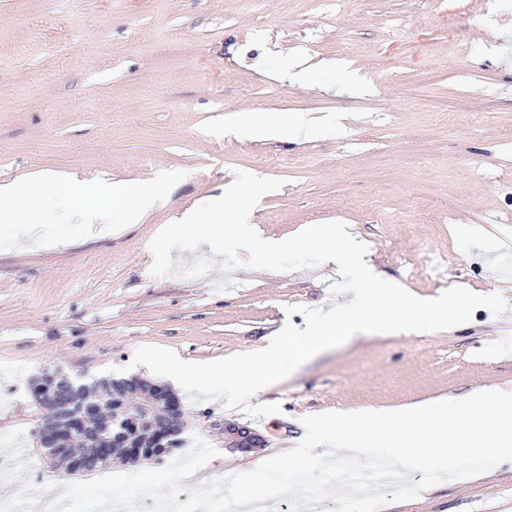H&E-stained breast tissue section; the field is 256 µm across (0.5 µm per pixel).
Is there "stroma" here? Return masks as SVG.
Masks as SVG:
<instances>
[{
    "mask_svg": "<svg viewBox=\"0 0 512 512\" xmlns=\"http://www.w3.org/2000/svg\"><path fill=\"white\" fill-rule=\"evenodd\" d=\"M293 58L316 66L318 90L282 80ZM251 110L337 114L342 126L298 143L225 134ZM237 169L283 181L254 214L265 239L340 221L412 294L458 284L512 306V276L494 273L512 253L492 249L512 241V0H0V184L40 171L173 182L166 206L139 224L113 219L103 239L84 241L61 207L42 212L24 253L0 235V503L28 505L41 476L77 481L34 436L45 410L30 382L43 371L139 377L142 345L212 361L304 327L299 307L332 306L326 263L227 269L203 245L171 256L210 258L206 276H151L153 236L222 195ZM511 332L480 307L460 330L322 351L260 394L280 411L248 452L225 441L232 409L178 392L184 437L218 451L190 484L296 447L308 414L512 391L498 351ZM381 512H512V461Z\"/></svg>",
    "mask_w": 512,
    "mask_h": 512,
    "instance_id": "obj_1",
    "label": "stroma"
}]
</instances>
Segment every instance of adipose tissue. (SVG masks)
<instances>
[{"label": "adipose tissue", "instance_id": "1", "mask_svg": "<svg viewBox=\"0 0 512 512\" xmlns=\"http://www.w3.org/2000/svg\"><path fill=\"white\" fill-rule=\"evenodd\" d=\"M314 127L304 117L283 113L270 116L256 110L235 129L249 138H282L290 141L308 136ZM158 192L153 185L83 184L53 177L38 176L0 187V226L29 227L53 200L67 202L68 213L81 224H108L114 213H121L126 223L138 222L155 204Z\"/></svg>", "mask_w": 512, "mask_h": 512}]
</instances>
